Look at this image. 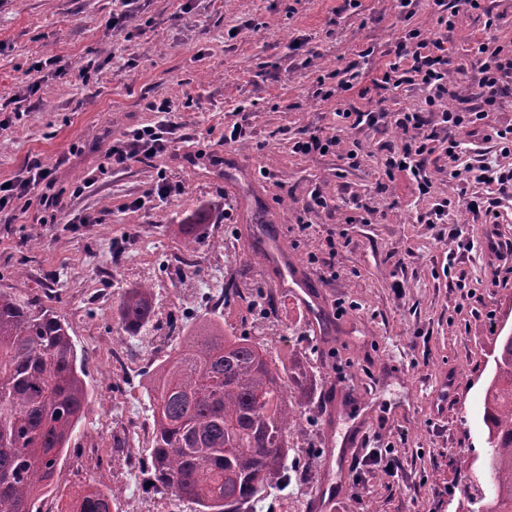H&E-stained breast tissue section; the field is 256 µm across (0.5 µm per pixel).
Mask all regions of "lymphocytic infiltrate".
<instances>
[{
	"instance_id": "obj_1",
	"label": "lymphocytic infiltrate",
	"mask_w": 512,
	"mask_h": 512,
	"mask_svg": "<svg viewBox=\"0 0 512 512\" xmlns=\"http://www.w3.org/2000/svg\"><path fill=\"white\" fill-rule=\"evenodd\" d=\"M456 7L483 20L480 37L473 40L471 58L480 78L474 92L455 89L449 74L451 60L445 38L426 35L421 27L404 30L392 57L376 78V85L397 90L416 86L426 93L424 105L414 110L386 112L352 106L341 111L346 127L352 130L393 125L400 134L398 145L388 147L382 161L388 181L403 177L415 185L419 197H431L432 174L448 172L462 184L489 186L488 195L459 199H434L431 208L419 214L424 224L447 223L451 212L465 206L473 219L495 223L501 210L512 207V123L495 125L489 115L512 107V40L497 37L498 16L485 0H456ZM150 111L160 113L154 124L125 132L113 139L107 156L113 165L123 166L138 155L153 156L166 151L172 124L167 118V101H152ZM493 149H486V142ZM300 154L326 151L338 153L349 166H357L360 146L344 144L335 134L304 131L294 144ZM53 178L41 161H31L25 177L0 182V211L16 200L39 193L40 209L33 221L44 224L49 214L63 210L61 193L52 192Z\"/></svg>"
}]
</instances>
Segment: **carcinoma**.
<instances>
[{"label":"carcinoma","instance_id":"obj_1","mask_svg":"<svg viewBox=\"0 0 512 512\" xmlns=\"http://www.w3.org/2000/svg\"><path fill=\"white\" fill-rule=\"evenodd\" d=\"M112 320L137 336L159 327L153 289H124ZM483 392L484 475L458 512H512V332L497 337ZM85 356L69 326L30 294L0 291V512H40L88 403ZM288 371L248 336L212 320L186 331L145 392L156 488L194 512H254L288 476ZM110 490L83 489L73 512H112Z\"/></svg>","mask_w":512,"mask_h":512}]
</instances>
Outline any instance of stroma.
Returning a JSON list of instances; mask_svg holds the SVG:
<instances>
[{"label":"stroma","mask_w":512,"mask_h":512,"mask_svg":"<svg viewBox=\"0 0 512 512\" xmlns=\"http://www.w3.org/2000/svg\"><path fill=\"white\" fill-rule=\"evenodd\" d=\"M358 2L348 9L343 0H140L138 18L114 34L105 22L122 0H0V182L41 160L69 213L97 218L36 224L31 214L0 212V290L38 295L86 353L91 403L52 485L62 512L88 485L113 490L119 512H136L142 496L157 494L143 466L151 439L132 449L136 467L121 469L123 456L112 451L126 436L124 424L111 421L113 409L151 426L144 388L176 342L163 329L143 341L115 331L112 308L137 282L151 284L161 315H182L183 328L217 320L227 333L263 343L275 361L310 364L311 383L288 386L303 412L288 437V483L269 489L256 512H456L471 484L457 462L484 454L483 384L501 326L512 329V282L494 283L498 260L483 244L492 229L512 240V208L492 228L458 211L474 248L453 255L447 225L417 221L429 201L405 178L381 177L385 148L399 138L394 127L339 128L337 109L365 101L389 112L420 107L421 89L387 91L371 79L408 23L439 31L433 0H419L409 22L398 0ZM480 28L461 14L447 33L450 78L463 93L478 83L467 50ZM297 39L303 49H293ZM51 56L67 63L68 75L51 66L32 71ZM90 64L101 76L85 85L79 73ZM348 68L358 74L357 89L317 97L320 78ZM32 84L38 91L31 96ZM20 98L27 111L18 118ZM157 98L170 103L168 151L113 167L106 157L112 138L157 122L147 108ZM236 122L248 136L225 148L224 128ZM305 128L359 141L358 166L331 153H293ZM229 150L237 163L226 164ZM92 172L97 183L82 188ZM162 177L182 193L155 209L134 208ZM315 188L329 206L311 214L303 232L298 209ZM257 206L317 280L323 317L312 316L255 257L244 216ZM186 222L198 226L191 246L200 263L171 277L161 267L188 246L179 230ZM129 232L135 246L116 254L115 242ZM330 235L333 256L323 246ZM331 260L338 276L327 282L321 275ZM217 263L239 288L220 307L203 288ZM19 267L24 277H16ZM460 277L465 287L457 286ZM260 295L274 304L269 316L250 307ZM116 342L145 353L120 390L109 358ZM359 431L370 447L392 446L397 471L346 462ZM90 444L99 450L93 466L81 452Z\"/></svg>","instance_id":"stroma-1"}]
</instances>
